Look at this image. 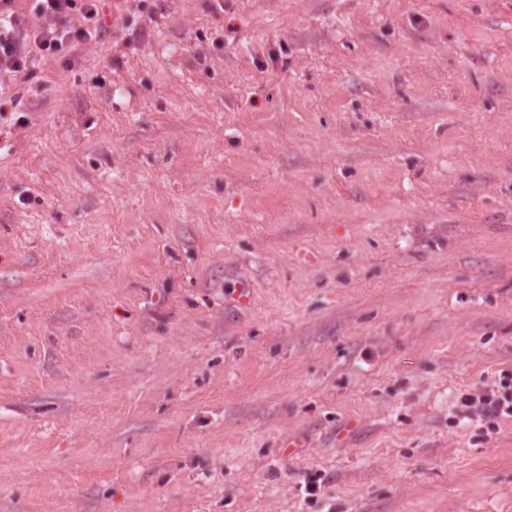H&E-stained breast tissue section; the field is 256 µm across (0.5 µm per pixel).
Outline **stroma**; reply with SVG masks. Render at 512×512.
Returning a JSON list of instances; mask_svg holds the SVG:
<instances>
[{"label": "stroma", "instance_id": "obj_1", "mask_svg": "<svg viewBox=\"0 0 512 512\" xmlns=\"http://www.w3.org/2000/svg\"><path fill=\"white\" fill-rule=\"evenodd\" d=\"M99 9L0 91V512H512V0ZM511 381L509 373L501 374L497 389L494 383L493 387L479 388L474 393L462 397V417L477 423L493 422L501 416L512 417Z\"/></svg>", "mask_w": 512, "mask_h": 512}]
</instances>
